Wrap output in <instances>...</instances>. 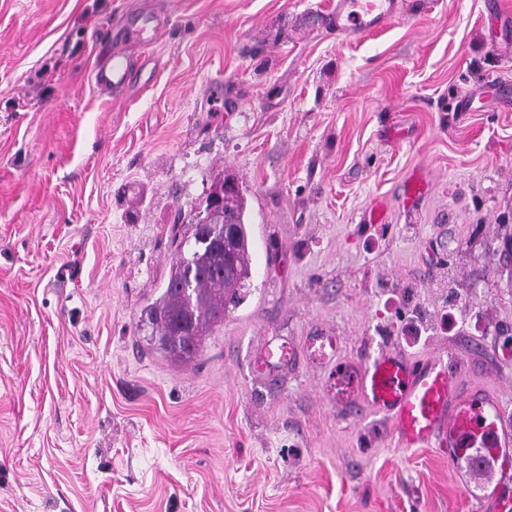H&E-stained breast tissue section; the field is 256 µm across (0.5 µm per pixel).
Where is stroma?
Listing matches in <instances>:
<instances>
[{
	"instance_id": "1",
	"label": "stroma",
	"mask_w": 512,
	"mask_h": 512,
	"mask_svg": "<svg viewBox=\"0 0 512 512\" xmlns=\"http://www.w3.org/2000/svg\"><path fill=\"white\" fill-rule=\"evenodd\" d=\"M331 3L0 0V512H483L512 484L336 402L337 365L397 350L512 421V0H399L357 40ZM129 8L156 41L118 42ZM115 52L135 75L99 92ZM228 175L248 295L174 363L141 315L175 210Z\"/></svg>"
}]
</instances>
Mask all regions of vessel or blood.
<instances>
[{"mask_svg": "<svg viewBox=\"0 0 512 512\" xmlns=\"http://www.w3.org/2000/svg\"><path fill=\"white\" fill-rule=\"evenodd\" d=\"M397 0H335L327 17L344 35L364 34L386 26L396 15ZM124 39L152 41L159 27L151 12H133L117 22ZM131 68L119 54L109 57L94 76L96 85L119 88L129 84ZM460 363L434 358L412 364L395 351L364 363L353 380H337L342 397L384 415L401 447L447 448L449 457L479 460L481 468L506 458L512 447V427L503 424L491 399L458 388ZM490 512H512V488L496 484L488 497Z\"/></svg>", "mask_w": 512, "mask_h": 512, "instance_id": "vessel-or-blood-1", "label": "vessel or blood"}]
</instances>
